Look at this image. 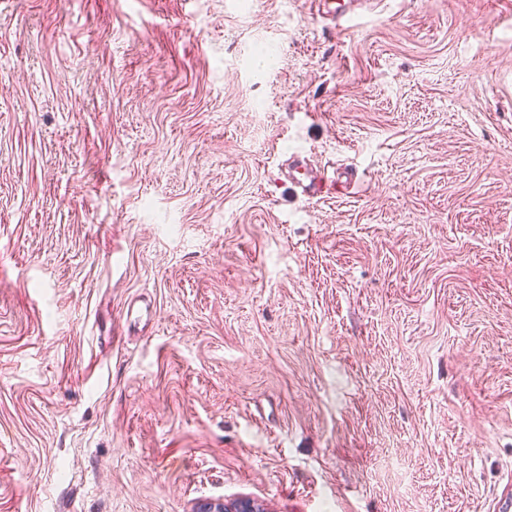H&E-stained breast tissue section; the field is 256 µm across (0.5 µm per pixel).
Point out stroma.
Here are the masks:
<instances>
[{
	"instance_id": "35a3bbf8",
	"label": "stroma",
	"mask_w": 512,
	"mask_h": 512,
	"mask_svg": "<svg viewBox=\"0 0 512 512\" xmlns=\"http://www.w3.org/2000/svg\"><path fill=\"white\" fill-rule=\"evenodd\" d=\"M349 4L0 0V512H499L512 0ZM296 174L300 177H297ZM292 175L309 198H315L336 185V179L329 180L327 177L313 175L303 163H296L292 167ZM262 504L252 501H240L234 503H202L196 506L194 512H265Z\"/></svg>"
}]
</instances>
